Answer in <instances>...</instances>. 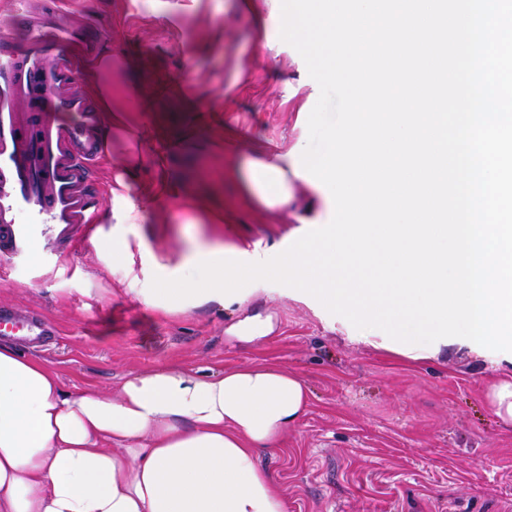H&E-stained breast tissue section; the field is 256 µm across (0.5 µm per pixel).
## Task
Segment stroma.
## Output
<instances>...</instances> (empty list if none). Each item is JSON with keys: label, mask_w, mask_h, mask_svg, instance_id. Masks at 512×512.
I'll list each match as a JSON object with an SVG mask.
<instances>
[{"label": "stroma", "mask_w": 512, "mask_h": 512, "mask_svg": "<svg viewBox=\"0 0 512 512\" xmlns=\"http://www.w3.org/2000/svg\"><path fill=\"white\" fill-rule=\"evenodd\" d=\"M154 19L150 0H62L91 18L118 60L112 101L143 127L142 152L192 127L218 126L242 139L238 162L264 148L307 137L295 125L303 101L317 102L299 53L280 38L281 18L257 29L238 0H168ZM172 179L223 207L230 221L206 224L180 201L153 204L142 224L96 223L75 251L48 266L17 265L0 280V305L33 309L58 333L24 345L58 375L65 391L110 399L132 373L164 365L200 373L269 362L300 377L308 409L260 463L281 487L288 512H512V429L485 402L503 352L464 349L417 364L386 355L362 330L300 290L260 282L248 309L273 313L275 336L242 347L225 340L229 311L204 304L167 314L146 307L154 276L185 275L192 240L286 250L289 225L275 211L244 203L224 163L198 152L176 154ZM126 240L130 250L97 249Z\"/></svg>", "instance_id": "obj_1"}]
</instances>
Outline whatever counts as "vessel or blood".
Wrapping results in <instances>:
<instances>
[{"label":"vessel or blood","instance_id":"b4317fda","mask_svg":"<svg viewBox=\"0 0 512 512\" xmlns=\"http://www.w3.org/2000/svg\"><path fill=\"white\" fill-rule=\"evenodd\" d=\"M102 44L58 0H0V264L36 266L70 251L95 221L91 173L104 145L83 66ZM55 330L0 306V334Z\"/></svg>","mask_w":512,"mask_h":512}]
</instances>
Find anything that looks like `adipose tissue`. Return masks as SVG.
I'll list each match as a JSON object with an SVG mask.
<instances>
[{
    "label": "adipose tissue",
    "mask_w": 512,
    "mask_h": 512,
    "mask_svg": "<svg viewBox=\"0 0 512 512\" xmlns=\"http://www.w3.org/2000/svg\"><path fill=\"white\" fill-rule=\"evenodd\" d=\"M106 139L136 131L112 103V52L93 70ZM297 163L271 153L233 166L255 205L293 210ZM112 182L116 224H139L148 203L178 195L167 180L131 198ZM273 315H239L224 333L250 345L275 334ZM308 390L268 363L199 374L164 366L125 379L105 400L65 392L38 359L0 344V512H288L287 500L259 458L306 412Z\"/></svg>",
    "instance_id": "1"
}]
</instances>
